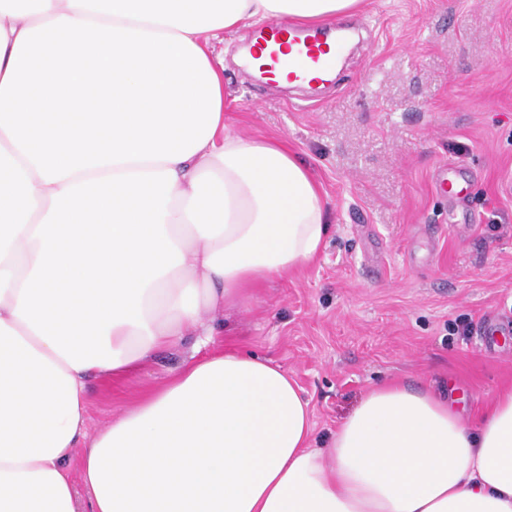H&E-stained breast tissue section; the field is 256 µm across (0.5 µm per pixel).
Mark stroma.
<instances>
[{"instance_id": "1", "label": "stroma", "mask_w": 512, "mask_h": 512, "mask_svg": "<svg viewBox=\"0 0 512 512\" xmlns=\"http://www.w3.org/2000/svg\"><path fill=\"white\" fill-rule=\"evenodd\" d=\"M341 24L359 35L311 100L239 65L250 28L214 45L225 124L287 146L332 216L316 258L225 310L215 341L295 378L318 447L382 381L454 399L468 425L512 387V0H366ZM444 164L460 171L464 200L436 192ZM461 321L471 336L450 334ZM194 342L113 386L91 381V430L163 385Z\"/></svg>"}]
</instances>
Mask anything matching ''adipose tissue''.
<instances>
[{
    "label": "adipose tissue",
    "mask_w": 512,
    "mask_h": 512,
    "mask_svg": "<svg viewBox=\"0 0 512 512\" xmlns=\"http://www.w3.org/2000/svg\"><path fill=\"white\" fill-rule=\"evenodd\" d=\"M362 0H0V512H512V393L371 388L328 447L271 359L212 345L224 308L313 260L329 210L285 147L224 124V31ZM196 332L90 432L91 378Z\"/></svg>",
    "instance_id": "1"
}]
</instances>
